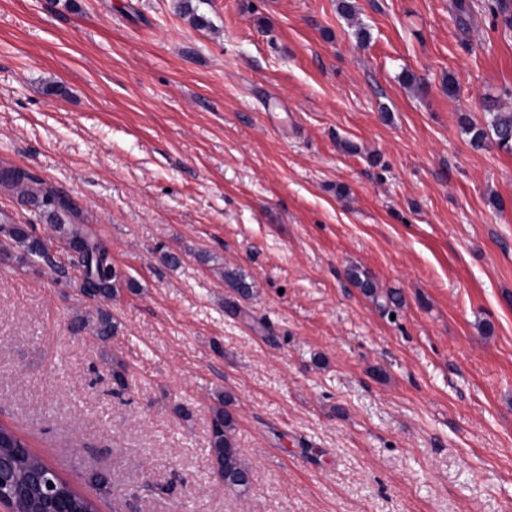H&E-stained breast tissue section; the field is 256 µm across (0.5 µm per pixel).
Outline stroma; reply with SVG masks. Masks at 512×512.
<instances>
[{
  "label": "stroma",
  "instance_id": "35a3bbf8",
  "mask_svg": "<svg viewBox=\"0 0 512 512\" xmlns=\"http://www.w3.org/2000/svg\"><path fill=\"white\" fill-rule=\"evenodd\" d=\"M350 2L191 0L199 28L182 0H0V166L141 286L103 341L70 329L96 301L0 260V423L99 512H512V154L465 131L512 112V32L487 0ZM221 395L244 496L211 473ZM351 283L360 288V290L372 301L378 305L379 308H385L390 305L399 307L402 299L400 295L394 291L388 290L385 295H382L372 278L364 271L359 268H352L347 273ZM383 302H381V301Z\"/></svg>",
  "mask_w": 512,
  "mask_h": 512
}]
</instances>
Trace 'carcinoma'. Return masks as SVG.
Masks as SVG:
<instances>
[{"instance_id":"cac0c4a2","label":"carcinoma","mask_w":512,"mask_h":512,"mask_svg":"<svg viewBox=\"0 0 512 512\" xmlns=\"http://www.w3.org/2000/svg\"><path fill=\"white\" fill-rule=\"evenodd\" d=\"M489 9L502 17L506 27L512 28V0H489ZM491 119L483 124L469 121L466 123V133L470 136V145L475 149L484 147L487 140L495 142L499 149L512 152V112L489 110ZM7 191L20 190L24 202L30 205L39 215L47 218L55 236L64 242L80 241L83 244L84 255L80 258L82 272L77 278L68 275L65 265L55 259L49 247L42 244V238L34 232H25L17 224L14 217L0 211V257L16 261L29 268L45 266L59 278L74 285L85 297L91 299L110 300L124 285L129 290L140 288L139 283L132 279H122L114 273L111 251L106 242L90 234L81 220L78 208L70 209V218L64 220L55 207L45 202V198L54 197L53 188L37 175H31L23 170H12L6 182ZM351 283L359 288L367 297L380 308L390 305L400 306L402 299L394 291L382 294L372 278L358 268L348 271ZM224 282L233 292L242 298L253 294L252 285L246 277L237 272L224 273ZM115 331L112 315L109 311H98L94 332L100 336H110ZM235 418L226 409L224 401L212 407L208 444L214 474L224 483V486L241 494L250 490L251 471L242 459L234 437ZM0 449L3 456L12 463V474L18 491L16 500L19 512H40L41 491L31 482L32 474L47 469L49 465L33 454L28 445L13 430L0 428ZM62 491L73 512H96L94 503L62 485Z\"/></svg>"}]
</instances>
